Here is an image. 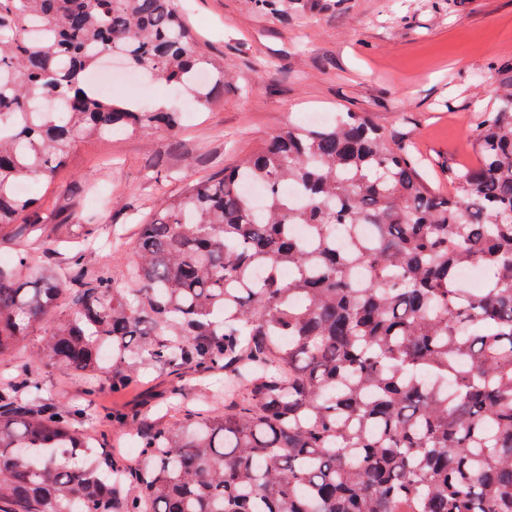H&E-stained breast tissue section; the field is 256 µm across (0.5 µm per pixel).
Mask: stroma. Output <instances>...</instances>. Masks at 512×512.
<instances>
[{
	"label": "stroma",
	"mask_w": 512,
	"mask_h": 512,
	"mask_svg": "<svg viewBox=\"0 0 512 512\" xmlns=\"http://www.w3.org/2000/svg\"><path fill=\"white\" fill-rule=\"evenodd\" d=\"M196 50L224 62V95L196 106L165 84L145 83L133 102L174 101L176 134L122 131L77 143L51 184H34L36 209L0 227V257L26 249L52 267L64 245L18 237L19 225L57 209L97 220L88 263L122 276L135 228L155 213L157 182L171 190L237 164L270 134L306 114L366 112L386 132L409 140L426 181L452 190L474 164L471 130L501 73L512 68V0H186Z\"/></svg>",
	"instance_id": "stroma-1"
}]
</instances>
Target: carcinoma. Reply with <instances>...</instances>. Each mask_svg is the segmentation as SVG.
<instances>
[{
  "label": "carcinoma",
  "mask_w": 512,
  "mask_h": 512,
  "mask_svg": "<svg viewBox=\"0 0 512 512\" xmlns=\"http://www.w3.org/2000/svg\"><path fill=\"white\" fill-rule=\"evenodd\" d=\"M111 53L157 82L209 67L224 84L178 0H0V114L66 104L0 134V225L34 205L13 185L52 181L77 143L177 130L181 113L92 86ZM472 140L476 164L440 195L364 112L290 126L162 197L124 281L82 251L66 273L23 249L0 265V358L40 341L24 402L0 391V512H512V78ZM469 265L486 270L480 295ZM65 295L71 312L35 337ZM107 365L114 393L147 369L222 374L224 407L179 401L171 423L113 409L140 449L128 466L90 450L96 387L50 404L37 381Z\"/></svg>",
  "instance_id": "carcinoma-1"
}]
</instances>
